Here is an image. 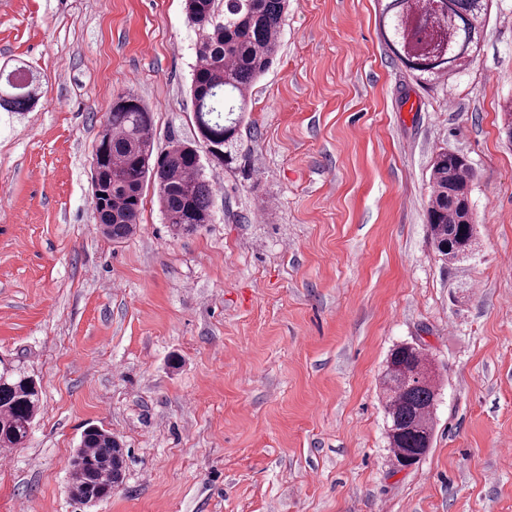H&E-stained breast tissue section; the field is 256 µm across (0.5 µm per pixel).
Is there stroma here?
<instances>
[{"mask_svg":"<svg viewBox=\"0 0 512 512\" xmlns=\"http://www.w3.org/2000/svg\"><path fill=\"white\" fill-rule=\"evenodd\" d=\"M388 0H290L235 168L204 164L214 221L173 236L146 188L136 234L96 228L90 161L132 90L156 149L197 130L184 0H0V67L38 100L0 112V360L41 387L1 450L0 512H512V0L447 82L392 53ZM472 163L474 256L440 260L429 169ZM418 344L433 444L396 469L380 376ZM97 425L126 474L96 506L69 461Z\"/></svg>","mask_w":512,"mask_h":512,"instance_id":"obj_1","label":"stroma"}]
</instances>
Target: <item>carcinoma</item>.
<instances>
[{
	"mask_svg": "<svg viewBox=\"0 0 512 512\" xmlns=\"http://www.w3.org/2000/svg\"><path fill=\"white\" fill-rule=\"evenodd\" d=\"M490 0H390L380 24L393 54L425 81L450 79L480 52V19ZM288 0H185L188 23L198 31L191 94L198 141L173 140L154 152L153 118L132 92L117 96L91 160L98 224L114 242L138 224L145 185L153 182L170 231L190 235L213 221L212 190L202 175L200 151L221 144L237 160L241 125L255 82L279 50ZM0 89V109L23 112L36 101L35 77L24 67ZM473 168L462 153L443 149L433 160L427 209L429 231L443 260L455 263L475 251L476 229L467 223ZM386 434L399 465L417 463L431 447L439 384L427 354L401 343L391 349L380 378ZM40 404L29 376L0 369V448H21ZM125 453L112 432L87 427L70 460L72 496L84 504L105 500L123 481Z\"/></svg>",
	"mask_w": 512,
	"mask_h": 512,
	"instance_id": "carcinoma-1",
	"label": "carcinoma"
}]
</instances>
